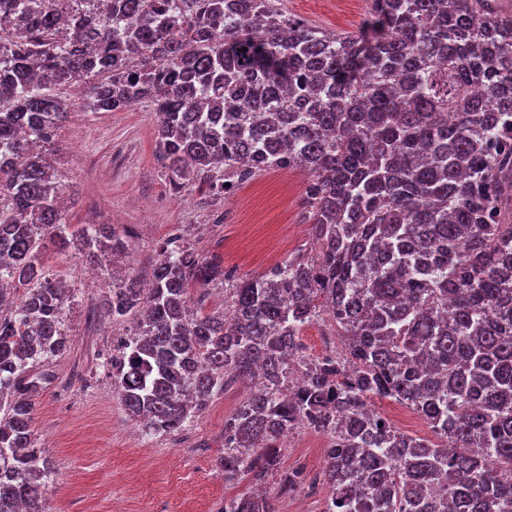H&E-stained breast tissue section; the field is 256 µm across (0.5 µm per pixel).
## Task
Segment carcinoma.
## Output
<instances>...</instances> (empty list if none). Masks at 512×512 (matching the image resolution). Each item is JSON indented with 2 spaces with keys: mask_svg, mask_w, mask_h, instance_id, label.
<instances>
[{
  "mask_svg": "<svg viewBox=\"0 0 512 512\" xmlns=\"http://www.w3.org/2000/svg\"><path fill=\"white\" fill-rule=\"evenodd\" d=\"M0 0V512H48L50 463L34 447L39 362L68 348L75 299L38 262L49 240L90 260L124 249L108 224L66 235L63 185L38 144L85 107L153 106L174 194L220 201L268 169H303L316 257L237 280L178 236L151 288L105 300L141 314L138 339L100 368L152 434L184 429L231 382L250 389L224 422L221 512H278L307 482L281 442L326 436L324 512H512V15L491 0H372L368 33H329L279 0ZM236 181L229 184L224 172ZM228 286L222 313L191 290ZM329 319L341 349L288 388L299 336ZM406 405L435 440L397 431L374 399Z\"/></svg>",
  "mask_w": 512,
  "mask_h": 512,
  "instance_id": "1",
  "label": "carcinoma"
}]
</instances>
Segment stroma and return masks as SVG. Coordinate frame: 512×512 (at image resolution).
<instances>
[{
  "label": "stroma",
  "instance_id": "obj_1",
  "mask_svg": "<svg viewBox=\"0 0 512 512\" xmlns=\"http://www.w3.org/2000/svg\"><path fill=\"white\" fill-rule=\"evenodd\" d=\"M282 8L333 33L358 32L369 19L368 0H283ZM64 97L70 114L49 154L64 186L67 220L74 227L110 224L127 231L123 275L149 284L159 246L175 234L196 253L220 255L240 279L298 254L314 257L312 230L302 218L305 172L257 173L225 199L219 219L197 186L178 195L170 191L156 155L157 117L150 104L91 112L81 89L69 88ZM41 260L76 293L62 323L68 349L48 364L60 380L74 368L82 373L68 395L50 384L35 399L33 438L50 461L44 489L50 512H113L118 502L125 512H218L235 492L219 467L224 422L248 387H226L184 430L146 435L127 416L111 378L97 370L114 337L136 331L131 317H89L109 295L111 273L84 252L61 254L50 244ZM320 441L313 430H297L281 449L286 465L318 473Z\"/></svg>",
  "mask_w": 512,
  "mask_h": 512
}]
</instances>
